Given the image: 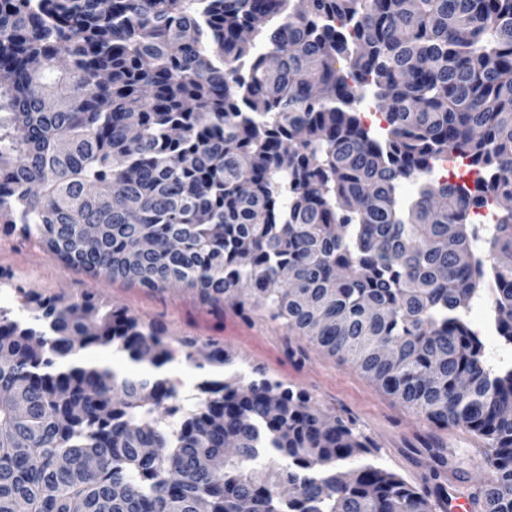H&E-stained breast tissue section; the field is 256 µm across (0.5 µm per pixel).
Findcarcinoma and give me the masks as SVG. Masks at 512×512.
<instances>
[{"label":"carcinoma","instance_id":"cac0c4a2","mask_svg":"<svg viewBox=\"0 0 512 512\" xmlns=\"http://www.w3.org/2000/svg\"><path fill=\"white\" fill-rule=\"evenodd\" d=\"M448 158L483 179L433 177ZM508 199L512 0H0V223L69 269L253 300L465 426L490 446L482 512H512V366L467 315L494 289L512 342ZM22 308H0V512H431L445 491L365 462L310 397L221 375L220 348L169 421V378L65 364L160 368L161 330L91 295ZM78 359L86 364L109 368L118 373L119 376L146 373L151 370L149 366L125 363L122 361V353L110 352L107 348H97L82 352Z\"/></svg>","mask_w":512,"mask_h":512}]
</instances>
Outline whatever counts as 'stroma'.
<instances>
[{
  "instance_id": "obj_1",
  "label": "stroma",
  "mask_w": 512,
  "mask_h": 512,
  "mask_svg": "<svg viewBox=\"0 0 512 512\" xmlns=\"http://www.w3.org/2000/svg\"><path fill=\"white\" fill-rule=\"evenodd\" d=\"M23 291L64 305L90 294L101 306L126 309L140 322L161 328L180 360L190 351L200 358L224 347L232 359L230 373H262L344 419L366 438L367 458L377 466L417 488L452 479L467 493L476 491L479 473L472 462L488 451L482 439L461 426L435 427L350 362L269 319L259 304L243 309L229 301L205 305L182 285L149 291L103 274L68 270L37 241L0 224V296L15 301Z\"/></svg>"
}]
</instances>
